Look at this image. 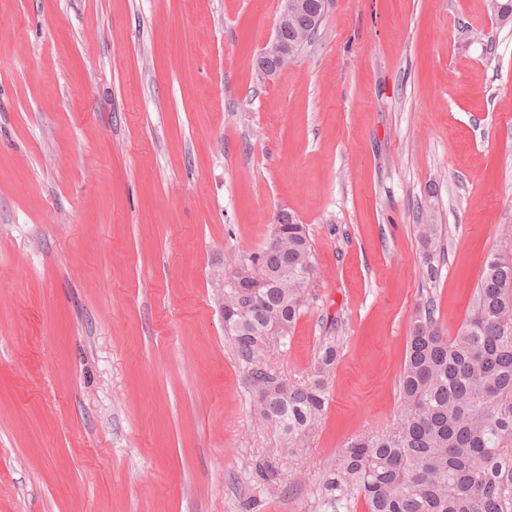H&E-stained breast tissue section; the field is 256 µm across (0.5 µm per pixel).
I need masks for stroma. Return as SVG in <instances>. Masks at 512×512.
Returning <instances> with one entry per match:
<instances>
[{"label": "stroma", "mask_w": 512, "mask_h": 512, "mask_svg": "<svg viewBox=\"0 0 512 512\" xmlns=\"http://www.w3.org/2000/svg\"><path fill=\"white\" fill-rule=\"evenodd\" d=\"M280 7L0 0V512H320L344 442L398 418L419 306L451 338L471 315L512 226V23L485 0H332L267 78ZM283 208L313 298L263 360L297 384L340 345L295 452L211 287ZM433 213L429 211H421L418 218V224H415V232L418 243L426 257L430 258V253L434 250L438 243L439 224H436Z\"/></svg>", "instance_id": "35a3bbf8"}]
</instances>
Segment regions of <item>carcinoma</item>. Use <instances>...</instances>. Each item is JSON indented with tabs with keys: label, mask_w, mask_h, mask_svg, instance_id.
<instances>
[{
	"label": "carcinoma",
	"mask_w": 512,
	"mask_h": 512,
	"mask_svg": "<svg viewBox=\"0 0 512 512\" xmlns=\"http://www.w3.org/2000/svg\"><path fill=\"white\" fill-rule=\"evenodd\" d=\"M310 27L304 11L288 26V42ZM277 219L288 253L269 239L241 255L266 269L269 279L261 297L244 298L245 317L226 313L224 319L239 323L229 340L252 381L260 419L297 449L328 404L339 343L321 344L302 384L267 372L261 363L267 341L262 330L274 313L294 327L309 305L314 272L307 225L288 210ZM415 232L430 256L439 236L434 214L421 212ZM284 264L304 273L302 279L279 283L274 273ZM399 393L395 428L360 433L344 443L337 467L320 483L323 512H351L356 496L363 497L368 512H512V247L504 245L488 257L473 313L454 338L439 327L433 302L418 309Z\"/></svg>",
	"instance_id": "carcinoma-1"
}]
</instances>
